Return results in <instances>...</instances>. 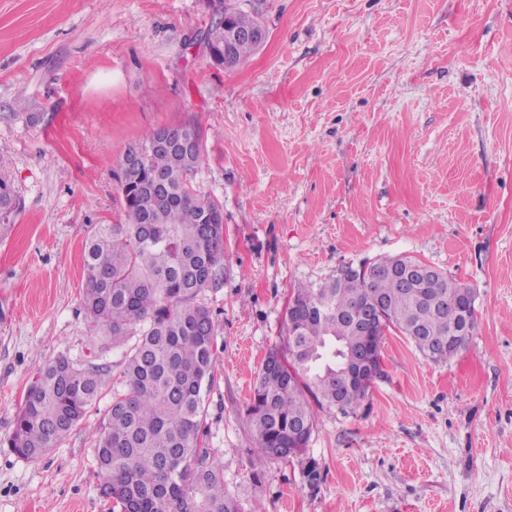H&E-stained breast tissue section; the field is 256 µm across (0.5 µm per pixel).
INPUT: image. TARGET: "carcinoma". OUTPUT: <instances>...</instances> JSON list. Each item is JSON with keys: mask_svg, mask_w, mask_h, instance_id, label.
<instances>
[{"mask_svg": "<svg viewBox=\"0 0 512 512\" xmlns=\"http://www.w3.org/2000/svg\"><path fill=\"white\" fill-rule=\"evenodd\" d=\"M240 30L260 23L255 11L223 4L212 21ZM258 46L240 40L225 67L234 68ZM192 135L196 154L147 153L140 165L117 161L114 176L124 212L122 224H100L84 245L83 311L99 333L100 350L138 337L126 352L112 389V403L92 436L98 474L110 486L120 512H242L224 489L223 462L207 446L205 390L216 367L217 321L199 295L218 282L224 266L222 204L200 195L192 182L202 156L199 126L175 128ZM165 180V200L150 189L153 175ZM0 231L13 222L18 198L0 178ZM384 302L383 332L406 336L434 363L454 359L478 325L474 289L443 272L409 288L383 276H351L293 288L297 309L284 319L288 355L269 352L246 408L262 458L292 445L305 424L316 427L319 411L355 409L368 391L336 375L349 351L365 341L344 320L369 299ZM448 298L447 308L437 304ZM328 303L325 314L310 308ZM108 367L81 363L65 354L49 359L18 412L7 448L34 461L54 448L100 399Z\"/></svg>", "mask_w": 512, "mask_h": 512, "instance_id": "1", "label": "carcinoma"}]
</instances>
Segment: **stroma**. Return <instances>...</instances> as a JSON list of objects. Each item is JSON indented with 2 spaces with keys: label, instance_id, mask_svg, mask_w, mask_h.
Masks as SVG:
<instances>
[{
  "label": "stroma",
  "instance_id": "obj_1",
  "mask_svg": "<svg viewBox=\"0 0 512 512\" xmlns=\"http://www.w3.org/2000/svg\"><path fill=\"white\" fill-rule=\"evenodd\" d=\"M269 31L227 69L211 0H0V512H112L91 438L112 381L42 459L5 442L53 356L117 366L84 319L83 250L119 224L125 148L197 124L196 189L224 208L208 441L244 512H512V0H255ZM405 255L476 295L453 360L396 331L354 411L304 455L259 462L246 405L286 350L293 287ZM317 462L320 478L306 470ZM0 200L3 205L0 211V232L13 222V216L18 207V198L12 185L0 178Z\"/></svg>",
  "mask_w": 512,
  "mask_h": 512
}]
</instances>
